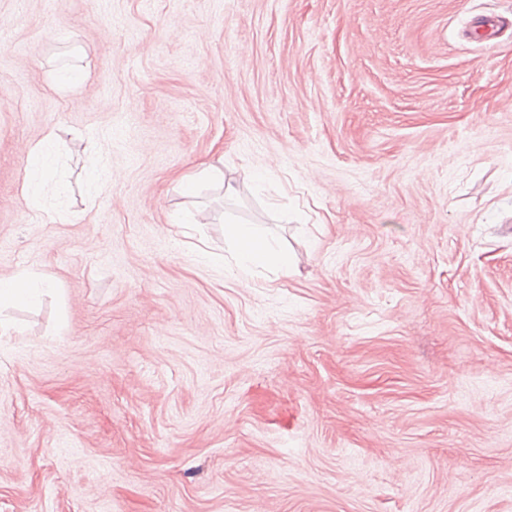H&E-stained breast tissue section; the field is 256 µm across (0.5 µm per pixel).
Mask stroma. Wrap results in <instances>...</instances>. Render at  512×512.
Returning a JSON list of instances; mask_svg holds the SVG:
<instances>
[{"instance_id":"35a3bbf8","label":"stroma","mask_w":512,"mask_h":512,"mask_svg":"<svg viewBox=\"0 0 512 512\" xmlns=\"http://www.w3.org/2000/svg\"><path fill=\"white\" fill-rule=\"evenodd\" d=\"M493 12L0 0V280H53L0 313V512H512ZM220 164H210L203 168L199 173L186 175L183 177L182 182L187 188L194 187L198 181L205 180L211 184L224 187V169L222 168L223 162L219 160ZM224 238L234 247L243 272H248L253 266L275 262L285 274L288 273V259L250 224L225 225Z\"/></svg>"}]
</instances>
